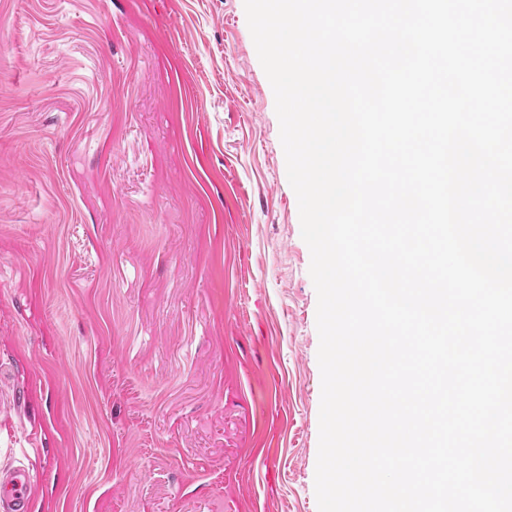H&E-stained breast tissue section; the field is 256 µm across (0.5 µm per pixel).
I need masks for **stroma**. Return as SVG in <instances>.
Wrapping results in <instances>:
<instances>
[{"instance_id": "stroma-1", "label": "stroma", "mask_w": 512, "mask_h": 512, "mask_svg": "<svg viewBox=\"0 0 512 512\" xmlns=\"http://www.w3.org/2000/svg\"><path fill=\"white\" fill-rule=\"evenodd\" d=\"M310 263L244 0H0V467L32 512H318Z\"/></svg>"}]
</instances>
